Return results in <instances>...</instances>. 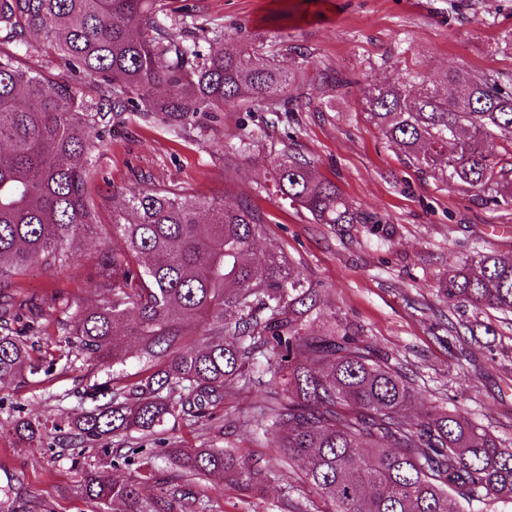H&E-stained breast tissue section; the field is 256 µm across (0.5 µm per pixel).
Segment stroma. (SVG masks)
<instances>
[{
    "instance_id": "stroma-1",
    "label": "stroma",
    "mask_w": 512,
    "mask_h": 512,
    "mask_svg": "<svg viewBox=\"0 0 512 512\" xmlns=\"http://www.w3.org/2000/svg\"><path fill=\"white\" fill-rule=\"evenodd\" d=\"M160 19L189 39L241 28L261 56L304 48L290 92L308 106L283 123L256 103L200 112L181 127L129 111L113 117L93 156L98 223H111L123 193L134 188L179 187L229 206L250 199L263 219L253 259L276 243L319 287L323 309L357 326L406 373L414 392L410 421L434 406L457 410L512 447V315L461 308L439 290L449 264L473 251H512V205L477 199L419 170L356 105L366 86H388L408 73L437 86L459 68L512 78V0H166ZM329 73L348 86H323ZM247 137L256 141L253 151L238 153ZM285 147L314 161L355 208L390 224L392 237L370 235L360 224H318L283 201L268 169ZM111 248L94 233L64 270L35 264L15 280L18 294L51 306L30 334L37 373L0 382V512L101 510L82 491L79 465L111 472L104 450L124 447L127 437L81 449L68 443L69 424L91 406L81 397L87 385L133 381L145 364L132 352L114 366L92 365L68 345L60 323L104 301L93 283ZM265 396L260 385L227 395L214 410L226 425L220 434L206 421L165 423V435L185 447L228 448L272 474L259 495L216 475L192 477V491L213 512H332L299 470L283 467L275 434L254 422ZM22 420L40 424L39 438L16 435Z\"/></svg>"
}]
</instances>
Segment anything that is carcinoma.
I'll return each instance as SVG.
<instances>
[{"mask_svg": "<svg viewBox=\"0 0 512 512\" xmlns=\"http://www.w3.org/2000/svg\"><path fill=\"white\" fill-rule=\"evenodd\" d=\"M163 0H0V282L40 263L62 269L97 226L90 189L92 153L112 113L136 111L184 125L199 112L264 104L299 112L288 95L295 73L276 53L255 61L251 45L226 33L177 39L159 22ZM42 38L70 72L100 78L87 101L68 76L33 73L19 52ZM416 77L361 97L366 119L408 159L444 183L481 195L495 187L512 203V168L495 162L493 140L512 138V83L498 73L458 69L449 91L412 92ZM167 87L164 95L154 88ZM277 191L318 224H364L390 236V226L362 212L315 163L283 148L272 173ZM262 230L246 199L235 207L179 188L136 189L101 231L120 246L99 262V306L61 323L87 361H123L134 343L148 370L122 384L94 383L93 407L76 423L81 446L134 431L138 440L112 454V467L144 460L143 440L190 475L219 472L253 492L267 469L224 448H181L162 436L166 419L210 421L226 393L254 383L267 362L269 399L256 420L279 435L276 451L333 505V512H448V493L467 505L512 500V448L458 411L431 410L419 423L404 409L413 397L406 376L361 339L358 328L322 311L320 292L270 244L261 268L248 259ZM439 291L465 307L512 315V253L474 252L448 267ZM30 307L0 303V381L30 368L27 333L15 327ZM320 322L323 332L311 325ZM142 493L135 475L108 479L83 469L87 497L112 512H191L183 480L158 476Z\"/></svg>", "mask_w": 512, "mask_h": 512, "instance_id": "obj_1", "label": "carcinoma"}]
</instances>
